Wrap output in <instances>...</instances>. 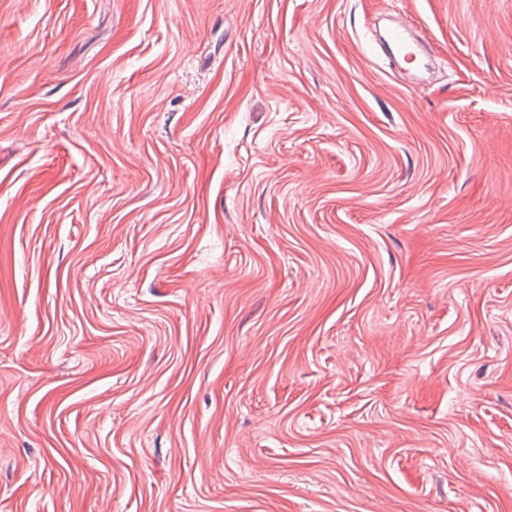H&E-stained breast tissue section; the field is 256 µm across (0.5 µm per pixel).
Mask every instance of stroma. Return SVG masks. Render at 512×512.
<instances>
[{"instance_id": "35a3bbf8", "label": "stroma", "mask_w": 512, "mask_h": 512, "mask_svg": "<svg viewBox=\"0 0 512 512\" xmlns=\"http://www.w3.org/2000/svg\"><path fill=\"white\" fill-rule=\"evenodd\" d=\"M0 512H512V0H0ZM416 37L417 27L409 17L404 16L388 30L387 46L391 52H393V47L397 52H404L408 56L412 54L411 50L414 49L415 42L418 41Z\"/></svg>"}]
</instances>
